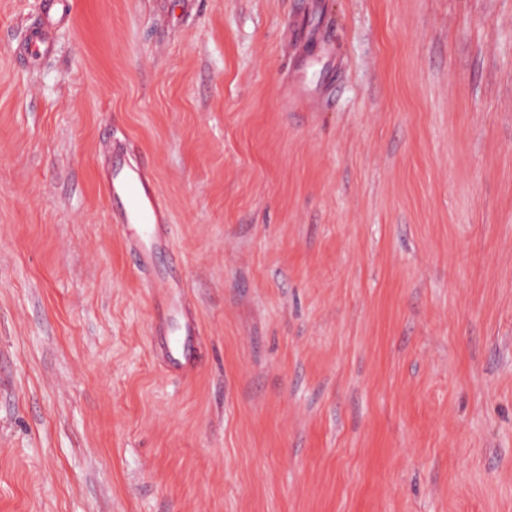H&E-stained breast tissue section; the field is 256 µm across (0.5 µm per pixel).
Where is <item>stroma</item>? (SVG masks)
Segmentation results:
<instances>
[{
  "label": "stroma",
  "mask_w": 512,
  "mask_h": 512,
  "mask_svg": "<svg viewBox=\"0 0 512 512\" xmlns=\"http://www.w3.org/2000/svg\"><path fill=\"white\" fill-rule=\"evenodd\" d=\"M39 2L0 0V512H512V0H75L29 61ZM141 161L178 294L99 191ZM49 46L43 23H36L29 27L22 42V47L26 55L32 59H38L48 54ZM184 336L176 339L168 348L172 365L178 370L191 371L198 364L195 345L189 336L197 335L196 323L185 320L182 328Z\"/></svg>",
  "instance_id": "35a3bbf8"
}]
</instances>
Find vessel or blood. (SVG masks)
<instances>
[{
	"label": "vessel or blood",
	"mask_w": 512,
	"mask_h": 512,
	"mask_svg": "<svg viewBox=\"0 0 512 512\" xmlns=\"http://www.w3.org/2000/svg\"><path fill=\"white\" fill-rule=\"evenodd\" d=\"M42 22L27 30L22 47L26 55L37 59L49 52L45 21L65 20L70 13V0H41ZM101 191L112 205L115 224L128 229L135 240L134 262L137 267L147 268L163 236L160 227L167 221L165 203L147 168H116L105 170L101 178ZM184 335L169 347L172 365L179 370L190 371L198 364L193 335L197 333L194 321L185 320Z\"/></svg>",
	"instance_id": "b4317fda"
}]
</instances>
